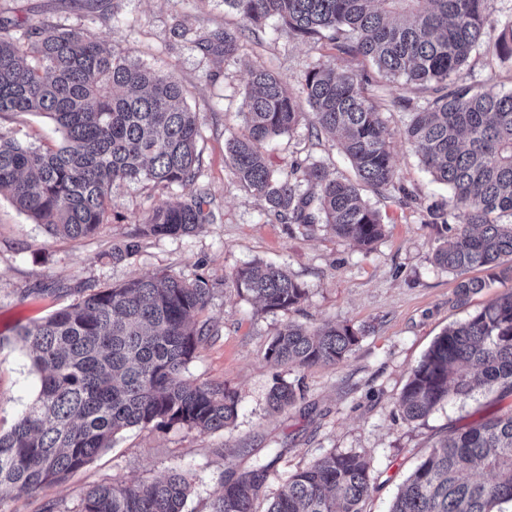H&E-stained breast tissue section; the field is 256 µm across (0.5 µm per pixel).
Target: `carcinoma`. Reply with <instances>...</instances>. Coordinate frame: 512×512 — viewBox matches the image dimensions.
<instances>
[{
	"mask_svg": "<svg viewBox=\"0 0 512 512\" xmlns=\"http://www.w3.org/2000/svg\"><path fill=\"white\" fill-rule=\"evenodd\" d=\"M494 0H224L240 19L237 30H215L198 41L229 59L243 33L277 19L298 37L326 39L344 55L369 61L388 80L431 90L408 113L403 135L434 180L448 185V213L427 210L443 235L434 263L460 277L462 301L489 286L466 278L490 270V281L512 278V92H474L453 81L483 42ZM39 39L0 38V113L52 117L63 141L32 147L0 132V193L57 236L95 235L112 188L150 182L179 186L190 198L154 210L143 220L154 236L188 235L213 219L207 192L197 186V113L173 77L145 67L126 52L105 48L83 30L60 32L38 23ZM495 52L512 57V24ZM242 107L247 133L225 140L236 181L265 201L282 224H323L366 248L385 235L380 212L362 195L395 188V136L370 79L319 62L294 95L277 73L255 67ZM311 109V129L340 135L339 148L357 179L331 178L321 162L293 159L280 168L265 153L272 139L290 136ZM456 221L448 227V218ZM238 294L261 311H287L307 290L285 269L244 265L230 276ZM206 279L166 272L110 288H91L46 319L23 326L16 339L39 375L36 398L0 433V505L59 484L134 428L175 425L212 433L237 417L238 397L217 383L181 379L212 336L194 321L210 298ZM360 341L350 326L310 328L290 322L267 349L268 360L308 368L344 361ZM497 389L512 396V289L433 341L404 386L398 406L408 421L426 418L453 394L470 397ZM297 399L294 385L276 381L268 406L282 410ZM371 463L358 452L332 453L289 476L266 512H362L371 488ZM268 476L255 465L230 474L212 512H254ZM186 475L92 488L78 512H184ZM512 505V408L453 431L431 448L398 490L389 512H505Z\"/></svg>",
	"mask_w": 512,
	"mask_h": 512,
	"instance_id": "obj_1",
	"label": "carcinoma"
}]
</instances>
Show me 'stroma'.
<instances>
[{
	"mask_svg": "<svg viewBox=\"0 0 512 512\" xmlns=\"http://www.w3.org/2000/svg\"><path fill=\"white\" fill-rule=\"evenodd\" d=\"M11 20L8 36L34 40L33 22L62 30L82 28L106 46L128 50L132 59L172 75L188 92L200 126L199 178L207 189L211 223L188 236L140 235L146 212L185 200L186 189L158 190L151 183L114 187L108 219L94 237L67 239L0 195V431L10 429L35 398L39 377L15 340V330L41 321L72 303L86 287L108 288L157 272L209 282L211 296L199 314L214 334L188 364L183 377L220 383L238 395V416L224 430L201 434L182 427H138L123 432L62 484L20 495L0 505V512H78L86 489L111 483L134 484L171 472L191 482L187 512H211L226 475L268 467L255 512H266L289 475L330 453L358 452L372 465L374 490L364 512H389L398 488L438 439L456 427L478 421L498 409L512 408V397L495 394L449 399L424 419L406 421L397 400L411 370L448 325L462 322L507 289L512 279L491 281L489 288L459 300L455 274L435 266L438 236L423 222L425 208L447 205L448 189L434 182L410 145L401 137L407 113L399 98L424 105L425 93L403 81L381 78L366 61L335 54L327 41L313 43L289 36L280 23L267 21L258 38L247 39L236 58L204 54L199 38L211 31L235 29L240 20L224 0H0V21ZM189 27L186 39L174 38L177 25ZM497 31L484 37L487 48L471 57L457 81L480 90L512 91V58H498L489 46ZM365 72L388 108L396 136L393 162L400 190L390 198L371 196L387 226L372 249L336 236L325 227L307 231L269 219L265 205L236 183L225 162L229 134H244L242 98L249 71L264 64L278 71L290 87L324 57ZM0 132L26 144L56 146L62 134L44 114H0ZM274 158L323 161L329 172L352 169L331 136L310 137L299 123L292 137L271 141ZM416 203H398L401 191ZM139 234L134 257L111 258L112 248ZM283 266L304 284L307 295L295 309L261 313L254 301L238 295L229 277L249 263ZM307 326L347 324L360 342L336 365L310 368L278 366L267 348L288 322ZM299 386L303 396L273 412L267 394L275 381Z\"/></svg>",
	"mask_w": 512,
	"mask_h": 512,
	"instance_id": "1",
	"label": "stroma"
}]
</instances>
